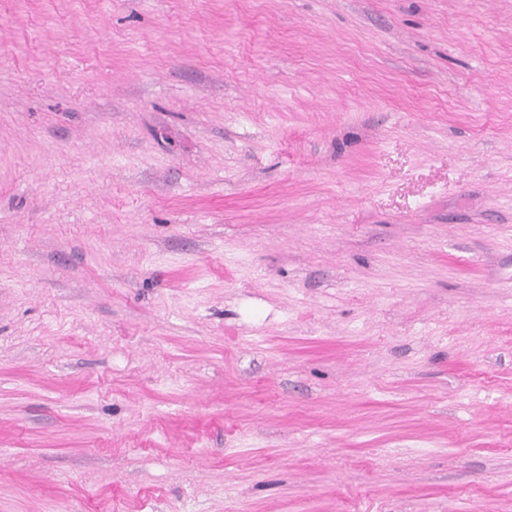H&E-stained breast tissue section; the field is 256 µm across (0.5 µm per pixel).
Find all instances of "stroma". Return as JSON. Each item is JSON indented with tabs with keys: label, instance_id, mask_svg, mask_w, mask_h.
<instances>
[{
	"label": "stroma",
	"instance_id": "1",
	"mask_svg": "<svg viewBox=\"0 0 512 512\" xmlns=\"http://www.w3.org/2000/svg\"><path fill=\"white\" fill-rule=\"evenodd\" d=\"M0 512H512V0H0Z\"/></svg>",
	"mask_w": 512,
	"mask_h": 512
}]
</instances>
